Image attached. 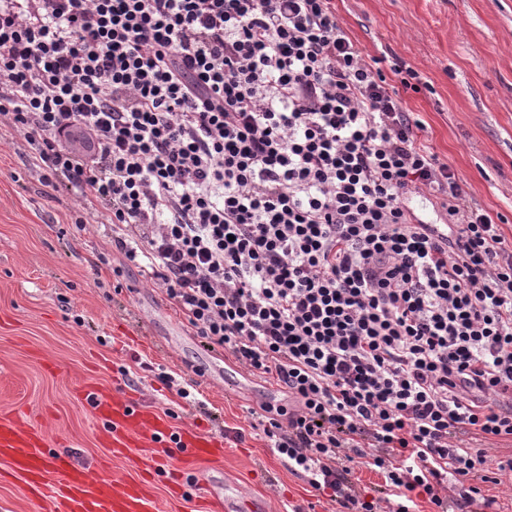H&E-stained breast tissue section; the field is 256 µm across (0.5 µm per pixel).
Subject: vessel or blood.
Returning <instances> with one entry per match:
<instances>
[{"mask_svg":"<svg viewBox=\"0 0 512 512\" xmlns=\"http://www.w3.org/2000/svg\"><path fill=\"white\" fill-rule=\"evenodd\" d=\"M79 395L103 423L115 452L128 448L132 439L151 443L168 433L162 418L130 397L105 394L95 385L84 386ZM179 437L190 464L224 451L222 442L212 438L189 431ZM0 462L21 479L32 500L51 498L53 512H152L142 485L93 476L69 456L49 453L41 429L16 417H0ZM205 499L216 512H255L249 503L233 504L231 496H219L211 488Z\"/></svg>","mask_w":512,"mask_h":512,"instance_id":"b4317fda","label":"vessel or blood"}]
</instances>
